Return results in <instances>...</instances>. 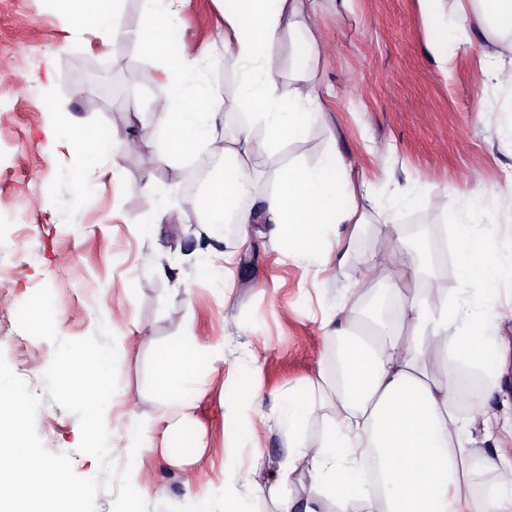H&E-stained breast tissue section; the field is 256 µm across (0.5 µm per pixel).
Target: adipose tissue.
<instances>
[{"label":"adipose tissue","mask_w":512,"mask_h":512,"mask_svg":"<svg viewBox=\"0 0 512 512\" xmlns=\"http://www.w3.org/2000/svg\"><path fill=\"white\" fill-rule=\"evenodd\" d=\"M182 3L140 0L143 21L130 28L120 20L123 0H56L101 47L150 48L158 92L150 104L136 100L132 108L160 115L161 125L136 140L82 129L74 139L55 141L54 149L71 153L88 146L150 164L221 160L198 200L210 237L220 238L229 219L245 243L253 225L270 224L289 257L330 263L334 248L349 249L368 221L363 203L376 197L374 182L357 178L352 160L336 148L312 163L300 154L281 155L304 141L312 125L327 121L311 65L325 50L314 0H216L224 20L219 57L193 47L177 22ZM452 16L464 40L496 27L498 46L485 53L484 71L495 88L512 91V0H454ZM284 40L299 50L286 75L271 62ZM219 68L238 77L232 100L212 88L210 74ZM227 112L245 120L222 141L218 132ZM453 231L462 285L493 292L512 282V248L498 244L495 229L471 223L465 212ZM418 256L413 247L396 258L377 254L355 268L354 281L363 285L393 273L419 282ZM509 321L512 302L477 312L459 294L436 288L389 302L371 319L349 298L329 305L321 324L341 344L339 367H324L319 385L290 389L274 411L286 449L270 488L277 512H321L323 498L334 512H512V462L469 447L467 437L478 431L484 411L459 415V379L443 375L441 363L461 357L482 372L486 396L501 392V362L512 348L501 329ZM205 353L195 345L159 355L157 383L170 403L182 404ZM319 419L325 431L306 443L305 427ZM483 469L492 471L493 482L478 494L471 481Z\"/></svg>","instance_id":"adipose-tissue-1"}]
</instances>
